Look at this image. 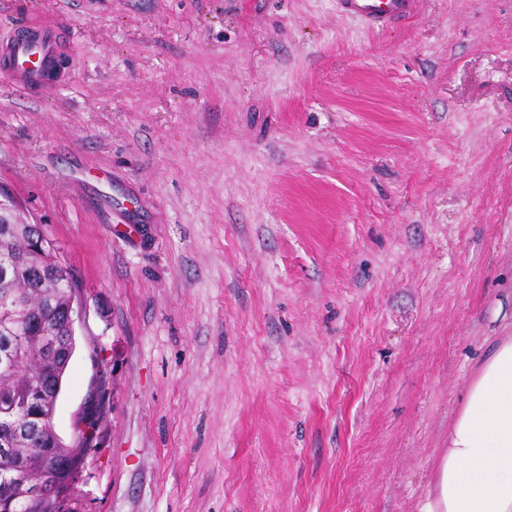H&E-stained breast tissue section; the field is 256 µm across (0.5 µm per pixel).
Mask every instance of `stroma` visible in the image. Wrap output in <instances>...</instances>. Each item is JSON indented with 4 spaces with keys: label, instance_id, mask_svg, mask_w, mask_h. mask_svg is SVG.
<instances>
[{
    "label": "stroma",
    "instance_id": "stroma-1",
    "mask_svg": "<svg viewBox=\"0 0 512 512\" xmlns=\"http://www.w3.org/2000/svg\"><path fill=\"white\" fill-rule=\"evenodd\" d=\"M0 185L76 273L74 512H419L512 334V0H0ZM340 10L362 20L371 28L409 19L416 14L420 0H336ZM58 32L54 28H40L9 36L0 43V75L14 88L32 90L47 82V69L55 64L54 47ZM33 58L43 69L33 68Z\"/></svg>",
    "mask_w": 512,
    "mask_h": 512
}]
</instances>
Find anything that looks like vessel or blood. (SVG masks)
<instances>
[{
	"label": "vessel or blood",
	"instance_id": "b4317fda",
	"mask_svg": "<svg viewBox=\"0 0 512 512\" xmlns=\"http://www.w3.org/2000/svg\"><path fill=\"white\" fill-rule=\"evenodd\" d=\"M340 10L382 29L416 14L420 0H336ZM58 32L53 28L30 30L0 40V78L12 87L32 90L43 87L45 72L55 64Z\"/></svg>",
	"mask_w": 512,
	"mask_h": 512
}]
</instances>
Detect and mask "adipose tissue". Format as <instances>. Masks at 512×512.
<instances>
[{
  "instance_id": "obj_1",
  "label": "adipose tissue",
  "mask_w": 512,
  "mask_h": 512,
  "mask_svg": "<svg viewBox=\"0 0 512 512\" xmlns=\"http://www.w3.org/2000/svg\"><path fill=\"white\" fill-rule=\"evenodd\" d=\"M420 512H512V336L473 377Z\"/></svg>"
}]
</instances>
